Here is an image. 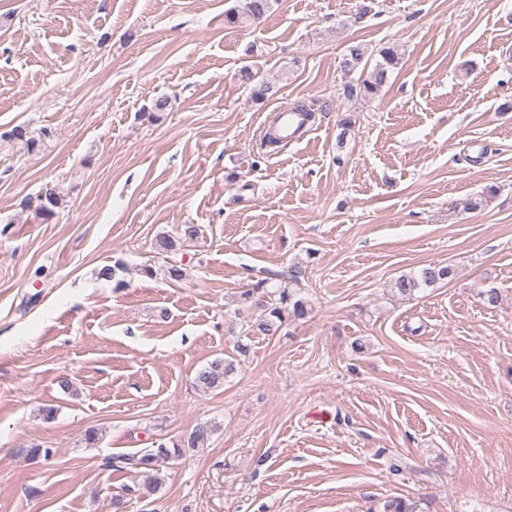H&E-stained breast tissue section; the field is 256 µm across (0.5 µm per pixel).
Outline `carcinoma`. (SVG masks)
I'll list each match as a JSON object with an SVG mask.
<instances>
[{"label":"carcinoma","instance_id":"obj_1","mask_svg":"<svg viewBox=\"0 0 512 512\" xmlns=\"http://www.w3.org/2000/svg\"><path fill=\"white\" fill-rule=\"evenodd\" d=\"M278 0H239L236 7L225 15L230 26H236L250 18L259 19L270 13ZM400 63L397 52L386 47L378 52V59L367 57L360 46H351L342 57L341 68L346 74L356 71L364 74L345 86V95L349 98H374L387 85L390 75ZM39 207L42 217L46 220L56 215V210L63 206L62 198L55 192H47L40 198ZM196 236L192 225L184 224L177 235L160 234L155 240L154 248L159 254H168L176 250L182 240ZM305 271L299 266L288 270V283L274 286L270 291L267 281H258L253 288L243 294L248 300L261 291L267 295L269 302L264 304V314L252 325V331L260 335H274L290 319H302L308 313L307 301L301 295L302 279ZM454 269L450 266L428 265L410 275L398 277L392 288L401 296H412L414 293L430 288L439 282L453 278ZM233 370V364L225 359H215L199 368L195 375L196 386L204 390H217L224 386V381ZM212 433V426L202 423L190 433L184 441L161 442L155 448L130 455L114 458L118 470H131L140 476L135 493L141 498H151L161 488L158 477L159 466L170 459L180 458L186 451L193 450L205 443ZM381 512H417V504L411 500L395 498L383 505Z\"/></svg>","mask_w":512,"mask_h":512}]
</instances>
